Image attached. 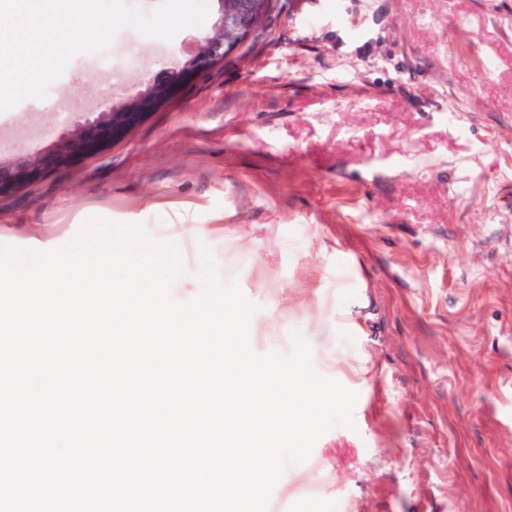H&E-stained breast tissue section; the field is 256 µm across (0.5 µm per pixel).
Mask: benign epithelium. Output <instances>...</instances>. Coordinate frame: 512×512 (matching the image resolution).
Returning a JSON list of instances; mask_svg holds the SVG:
<instances>
[{
  "instance_id": "obj_1",
  "label": "benign epithelium",
  "mask_w": 512,
  "mask_h": 512,
  "mask_svg": "<svg viewBox=\"0 0 512 512\" xmlns=\"http://www.w3.org/2000/svg\"><path fill=\"white\" fill-rule=\"evenodd\" d=\"M216 18L211 31L190 49L178 67L144 80L137 92L118 107H107L74 125L63 138L32 156L0 159V193L16 189L39 175L79 156L96 152L137 124L157 102L171 103L179 89L200 79L252 35L267 17L271 0H213Z\"/></svg>"
}]
</instances>
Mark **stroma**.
<instances>
[{
    "instance_id": "obj_1",
    "label": "stroma",
    "mask_w": 512,
    "mask_h": 512,
    "mask_svg": "<svg viewBox=\"0 0 512 512\" xmlns=\"http://www.w3.org/2000/svg\"><path fill=\"white\" fill-rule=\"evenodd\" d=\"M209 25L131 28L0 113V157L120 104ZM115 75L105 90L104 66ZM199 243L262 309L259 353L312 347L357 392L268 512H512V0H274L271 19L98 153L0 195V244L90 217Z\"/></svg>"
}]
</instances>
